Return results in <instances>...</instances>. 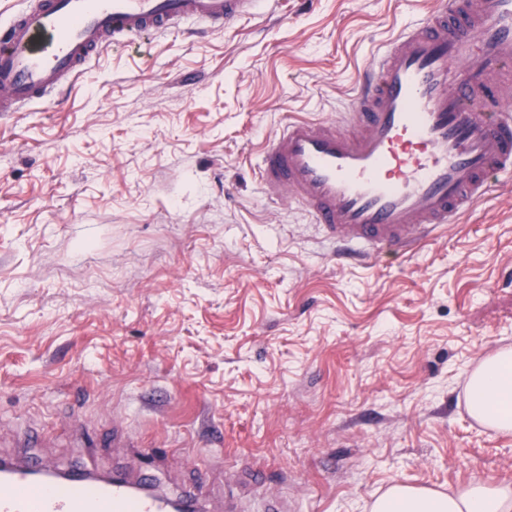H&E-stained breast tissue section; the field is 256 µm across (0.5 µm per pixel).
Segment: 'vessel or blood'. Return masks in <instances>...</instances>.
<instances>
[{
	"instance_id": "1",
	"label": "vessel or blood",
	"mask_w": 512,
	"mask_h": 512,
	"mask_svg": "<svg viewBox=\"0 0 512 512\" xmlns=\"http://www.w3.org/2000/svg\"><path fill=\"white\" fill-rule=\"evenodd\" d=\"M269 0H29L0 28V112L73 83L131 37L221 31ZM512 0H435L357 76L340 123L295 119L258 158L267 198L301 205L337 258L379 260L456 223L512 175ZM130 482L0 463V512H172Z\"/></svg>"
}]
</instances>
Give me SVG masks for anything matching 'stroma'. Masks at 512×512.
Here are the masks:
<instances>
[{
  "instance_id": "stroma-1",
  "label": "stroma",
  "mask_w": 512,
  "mask_h": 512,
  "mask_svg": "<svg viewBox=\"0 0 512 512\" xmlns=\"http://www.w3.org/2000/svg\"><path fill=\"white\" fill-rule=\"evenodd\" d=\"M433 0H277L107 50L0 112V458L136 475L205 512H370L512 484L467 376L512 347V179L413 253L337 265L255 164Z\"/></svg>"
}]
</instances>
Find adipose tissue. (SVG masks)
<instances>
[{
    "label": "adipose tissue",
    "instance_id": "obj_1",
    "mask_svg": "<svg viewBox=\"0 0 512 512\" xmlns=\"http://www.w3.org/2000/svg\"><path fill=\"white\" fill-rule=\"evenodd\" d=\"M467 406L484 426L512 432V348L484 358L470 371ZM371 512H512V486L475 480L447 495L395 484L374 501Z\"/></svg>",
    "mask_w": 512,
    "mask_h": 512
}]
</instances>
